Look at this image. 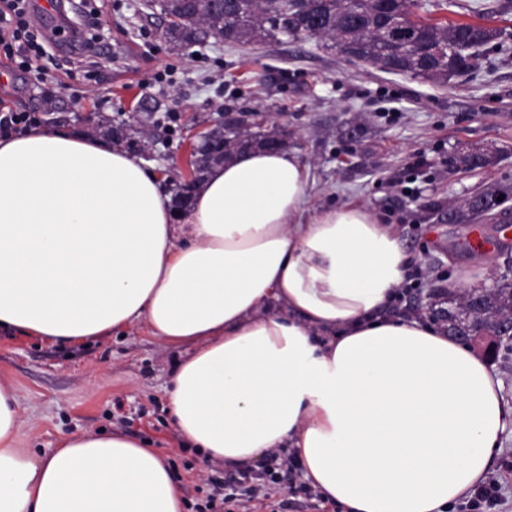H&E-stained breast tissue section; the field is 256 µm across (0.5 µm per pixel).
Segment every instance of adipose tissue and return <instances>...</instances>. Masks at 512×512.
Instances as JSON below:
<instances>
[{
  "mask_svg": "<svg viewBox=\"0 0 512 512\" xmlns=\"http://www.w3.org/2000/svg\"><path fill=\"white\" fill-rule=\"evenodd\" d=\"M296 152L211 168L176 209L112 142L0 137V328L76 344L143 324L187 347L179 436L227 467L291 449L344 512H448L487 478L512 406L486 360L395 314L413 260L366 205L310 206ZM0 381V512H184L166 460L121 433L18 447Z\"/></svg>",
  "mask_w": 512,
  "mask_h": 512,
  "instance_id": "ef3b65f1",
  "label": "adipose tissue"
}]
</instances>
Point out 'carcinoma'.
I'll list each match as a JSON object with an SVG mask.
<instances>
[{"label":"carcinoma","mask_w":512,"mask_h":512,"mask_svg":"<svg viewBox=\"0 0 512 512\" xmlns=\"http://www.w3.org/2000/svg\"><path fill=\"white\" fill-rule=\"evenodd\" d=\"M422 8L421 0H224L223 20L220 26L230 42L249 44L265 39L301 38L304 19L323 21V38L339 41L357 27L356 54L374 59L378 67L394 74L425 77L439 81L448 80V74L459 75L472 67L470 59L475 51L500 36L497 29L457 22L414 23L408 37L389 40L384 29L390 17L398 12L411 14L412 9ZM196 29L184 23L169 33L167 41L184 48L194 41ZM257 126L255 114L249 123L228 135L221 127L214 129V150L200 159V173L193 188H198L210 168L233 159L242 148L263 149L268 141L278 136L276 129L252 131ZM456 162L464 170H472L490 163V156L480 150H468L457 156ZM500 196L497 187L482 190L477 195V205L463 204L453 211V220L463 222L477 215H490L492 204ZM474 301L485 307L487 317L492 313L512 308V274L506 272L496 279L494 291L488 295L483 290L472 291ZM446 315V330L463 333L476 321L475 314L456 302L440 306L433 312Z\"/></svg>","instance_id":"1"}]
</instances>
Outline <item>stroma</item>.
<instances>
[{"instance_id": "35a3bbf8", "label": "stroma", "mask_w": 512, "mask_h": 512, "mask_svg": "<svg viewBox=\"0 0 512 512\" xmlns=\"http://www.w3.org/2000/svg\"><path fill=\"white\" fill-rule=\"evenodd\" d=\"M423 3V18L482 23L503 36L482 48L474 71L436 84L316 39L235 47L212 39L177 50L162 35L163 17L141 12L138 0H62L52 15L32 12L34 29L52 34L79 11L96 25L81 46L46 44L32 71L0 53V114L36 112L43 127L106 140L121 128L123 147L162 173L171 193L195 131L214 128L228 103L255 112L261 130L287 131L289 149L310 165L315 207L365 204L398 225L415 259L399 311L435 289L444 302L485 262L498 274L512 255V232L448 220L490 185L506 187L498 210L512 215V0ZM475 148L490 164L459 170L456 155ZM184 353L143 325L76 345L0 330V381L19 398L20 447L48 454L69 434L121 432L165 456L181 487L228 480L230 470L183 447L172 422L168 391ZM487 479L497 485L491 504L463 499L451 512H512L511 425Z\"/></svg>"}]
</instances>
